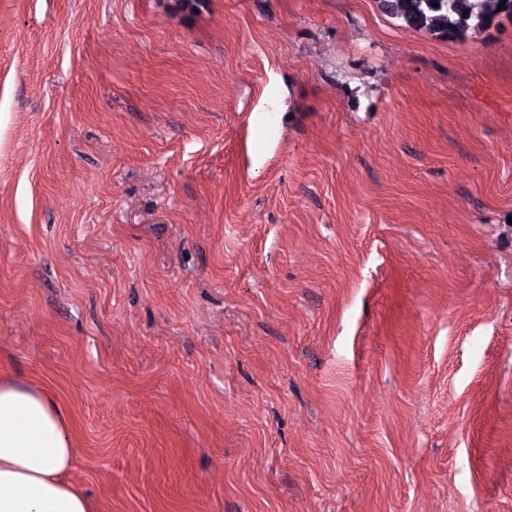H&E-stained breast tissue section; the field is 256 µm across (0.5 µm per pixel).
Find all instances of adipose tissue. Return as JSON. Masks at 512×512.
<instances>
[{
    "instance_id": "1",
    "label": "adipose tissue",
    "mask_w": 512,
    "mask_h": 512,
    "mask_svg": "<svg viewBox=\"0 0 512 512\" xmlns=\"http://www.w3.org/2000/svg\"><path fill=\"white\" fill-rule=\"evenodd\" d=\"M68 419L44 387L0 377V512H92L69 480Z\"/></svg>"
}]
</instances>
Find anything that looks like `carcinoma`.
Masks as SVG:
<instances>
[{
  "label": "carcinoma",
  "instance_id": "carcinoma-1",
  "mask_svg": "<svg viewBox=\"0 0 512 512\" xmlns=\"http://www.w3.org/2000/svg\"><path fill=\"white\" fill-rule=\"evenodd\" d=\"M439 6H432V2ZM382 7L411 28L463 42L475 27L489 28L501 16L512 18V0H380ZM504 8H498L499 3Z\"/></svg>",
  "mask_w": 512,
  "mask_h": 512
}]
</instances>
